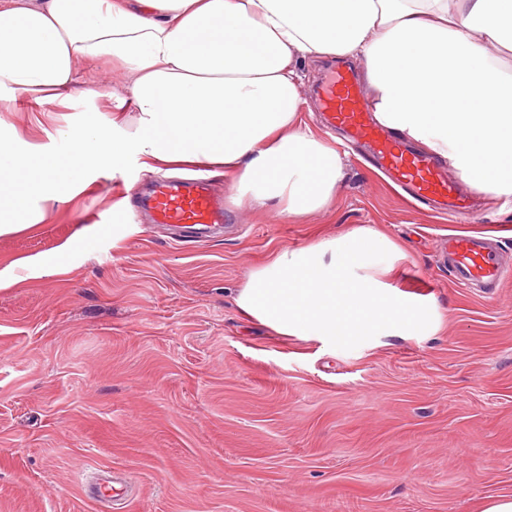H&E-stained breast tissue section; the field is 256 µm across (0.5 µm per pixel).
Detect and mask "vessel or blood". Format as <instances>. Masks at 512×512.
Wrapping results in <instances>:
<instances>
[{"label":"vessel or blood","instance_id":"vessel-or-blood-1","mask_svg":"<svg viewBox=\"0 0 512 512\" xmlns=\"http://www.w3.org/2000/svg\"><path fill=\"white\" fill-rule=\"evenodd\" d=\"M318 99L327 126L343 131L350 141L367 144L382 169L410 197L436 204L457 215L469 211L461 185L449 178L433 157L394 137L365 105V93L352 69L334 73L320 87ZM152 223L176 227L195 224L210 228L224 223L227 213L207 180H158L144 202ZM454 284L500 287L512 271L494 240L469 235L450 237L442 250Z\"/></svg>","mask_w":512,"mask_h":512}]
</instances>
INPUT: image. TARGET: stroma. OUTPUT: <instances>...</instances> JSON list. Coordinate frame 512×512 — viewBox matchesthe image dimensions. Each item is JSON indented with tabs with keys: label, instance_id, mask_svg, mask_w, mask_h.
<instances>
[{
	"label": "stroma",
	"instance_id": "1",
	"mask_svg": "<svg viewBox=\"0 0 512 512\" xmlns=\"http://www.w3.org/2000/svg\"><path fill=\"white\" fill-rule=\"evenodd\" d=\"M75 81L46 128L33 102L0 120L64 153L123 92L87 62ZM234 214L176 241L113 213L103 178L0 235V266L38 255L57 268L0 290V512H102L84 485L103 470L129 484L121 512H481L512 495V279L461 290L439 261L448 235L478 233L512 260V212L418 209L347 155L334 208ZM362 225L403 244L398 285L436 301V335L330 348L239 312L272 251Z\"/></svg>",
	"mask_w": 512,
	"mask_h": 512
}]
</instances>
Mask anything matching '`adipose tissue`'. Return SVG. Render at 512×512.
Instances as JSON below:
<instances>
[{
	"mask_svg": "<svg viewBox=\"0 0 512 512\" xmlns=\"http://www.w3.org/2000/svg\"><path fill=\"white\" fill-rule=\"evenodd\" d=\"M307 58L363 61L383 126L512 199V0H18L0 11L7 108L66 104L81 60L125 82L109 124L76 126L66 155L0 128V234L131 166L223 169L237 207L328 209L342 161L302 120ZM404 258L361 226L276 251L235 302L277 335L334 345L434 335L436 302L395 283Z\"/></svg>",
	"mask_w": 512,
	"mask_h": 512,
	"instance_id": "ef3b65f1",
	"label": "adipose tissue"
}]
</instances>
